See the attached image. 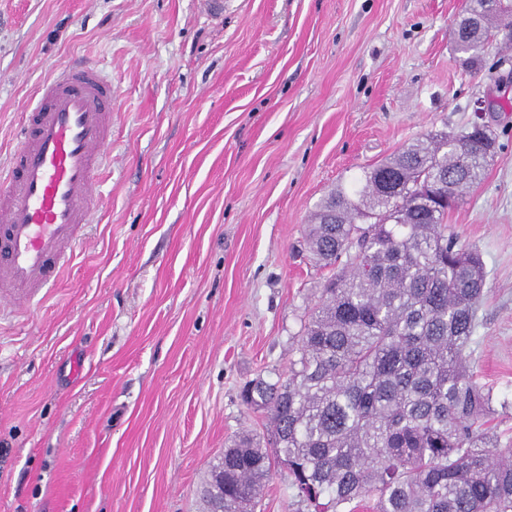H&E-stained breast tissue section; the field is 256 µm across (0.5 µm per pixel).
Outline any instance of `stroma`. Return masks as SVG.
<instances>
[{"mask_svg":"<svg viewBox=\"0 0 512 512\" xmlns=\"http://www.w3.org/2000/svg\"><path fill=\"white\" fill-rule=\"evenodd\" d=\"M464 0H0V171L66 65L112 82L87 240L54 292L0 309V512H201L211 461L266 419L328 275L321 198L413 139L463 130L512 74L452 44ZM499 150L445 222L487 278L473 346L512 445V87Z\"/></svg>","mask_w":512,"mask_h":512,"instance_id":"stroma-1","label":"stroma"}]
</instances>
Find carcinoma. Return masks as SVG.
Segmentation results:
<instances>
[{
	"mask_svg": "<svg viewBox=\"0 0 512 512\" xmlns=\"http://www.w3.org/2000/svg\"><path fill=\"white\" fill-rule=\"evenodd\" d=\"M456 51L475 62L512 40V0H465ZM492 134L418 139L331 190L308 226L331 270L288 377L259 378L244 402L268 418L210 466L204 512H252L277 464L304 512H512V448L475 429L492 395L470 373L481 254L443 223L485 174Z\"/></svg>",
	"mask_w": 512,
	"mask_h": 512,
	"instance_id": "1",
	"label": "carcinoma"
}]
</instances>
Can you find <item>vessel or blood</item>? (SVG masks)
Returning <instances> with one entry per match:
<instances>
[{"label":"vessel or blood","mask_w":512,"mask_h":512,"mask_svg":"<svg viewBox=\"0 0 512 512\" xmlns=\"http://www.w3.org/2000/svg\"><path fill=\"white\" fill-rule=\"evenodd\" d=\"M111 134L112 86L97 68H65L42 85L0 175V302L44 298L71 264L99 205Z\"/></svg>","instance_id":"obj_1"}]
</instances>
